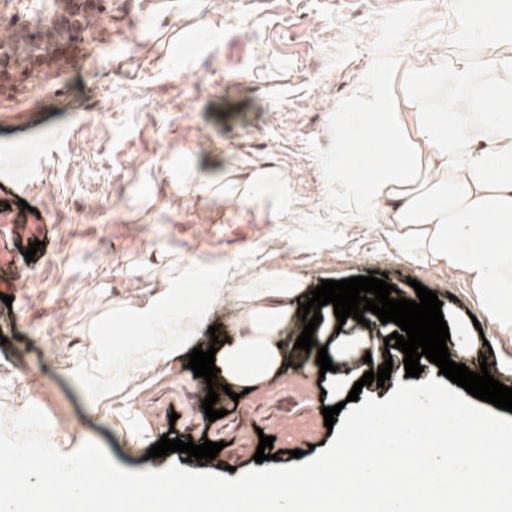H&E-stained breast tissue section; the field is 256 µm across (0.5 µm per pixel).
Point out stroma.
<instances>
[{
  "instance_id": "obj_1",
  "label": "stroma",
  "mask_w": 512,
  "mask_h": 512,
  "mask_svg": "<svg viewBox=\"0 0 512 512\" xmlns=\"http://www.w3.org/2000/svg\"><path fill=\"white\" fill-rule=\"evenodd\" d=\"M454 0H102L80 40L56 61L30 69L14 90H0V155L18 146L16 134L66 129L46 146L26 185V205L12 199L0 176V418L28 407L52 427L82 442L100 443L130 472L179 466L236 475L294 465L292 449L313 459L314 445L331 444L322 408L345 401L355 382L381 360L373 335L396 324L369 316L338 322L321 307L332 371L292 365L244 405L225 399L229 418L244 419L245 435L214 431L195 394L204 379L183 367L143 401L153 429L179 439L225 442L212 461L185 454L147 459L119 423L86 411L71 379L70 342L108 314L124 294L165 278L157 259L187 254L232 256L262 240L266 265L285 268L306 288L386 273L408 298L414 283L436 292L449 328L450 358L469 369L488 361L512 374V335H501L465 278L416 265L396 249L392 228L356 218L331 172L336 165L337 105L353 100L379 47L415 23L416 54L439 44L453 21ZM66 0H0V41L31 37L40 19ZM214 32L197 50L187 36ZM270 166L280 194H261L260 209L240 211L225 198V167ZM283 202L290 233L271 236L268 216ZM40 248L33 261L24 252ZM297 407L288 421L289 452L258 462L260 435L277 428L258 414L279 389Z\"/></svg>"
}]
</instances>
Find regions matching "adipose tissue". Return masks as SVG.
<instances>
[{"label":"adipose tissue","instance_id":"1","mask_svg":"<svg viewBox=\"0 0 512 512\" xmlns=\"http://www.w3.org/2000/svg\"><path fill=\"white\" fill-rule=\"evenodd\" d=\"M412 37L384 51L365 77L366 92L336 115V177L365 223L391 225L400 254L415 264L458 271L488 317L512 335V0H456L442 50L414 61ZM373 156L363 172L343 160L360 144ZM257 166L224 174V193L250 209L257 190L276 183ZM201 301H189L179 275L113 306L90 335L102 345L77 379L107 381L91 403L102 419L134 420L131 443L149 427L139 403L199 345L212 306L232 295L237 334L216 356L225 383L256 389L288 362L290 302L303 290L285 270L268 271L262 251L197 261ZM233 283L226 292L225 283Z\"/></svg>","mask_w":512,"mask_h":512}]
</instances>
